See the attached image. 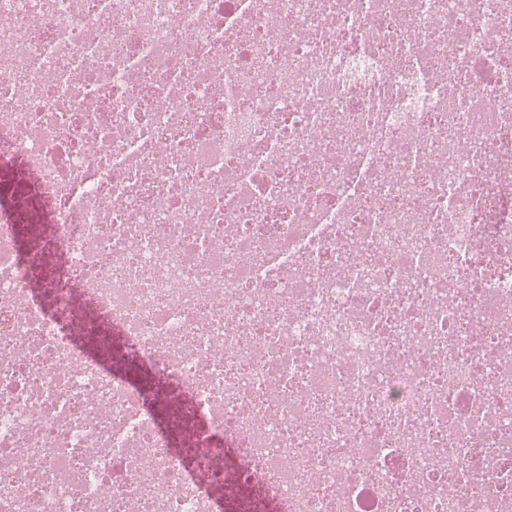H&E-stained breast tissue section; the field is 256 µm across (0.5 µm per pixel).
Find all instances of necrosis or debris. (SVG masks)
<instances>
[{
  "label": "necrosis or debris",
  "instance_id": "necrosis-or-debris-1",
  "mask_svg": "<svg viewBox=\"0 0 512 512\" xmlns=\"http://www.w3.org/2000/svg\"><path fill=\"white\" fill-rule=\"evenodd\" d=\"M0 512H512V0H0Z\"/></svg>",
  "mask_w": 512,
  "mask_h": 512
}]
</instances>
